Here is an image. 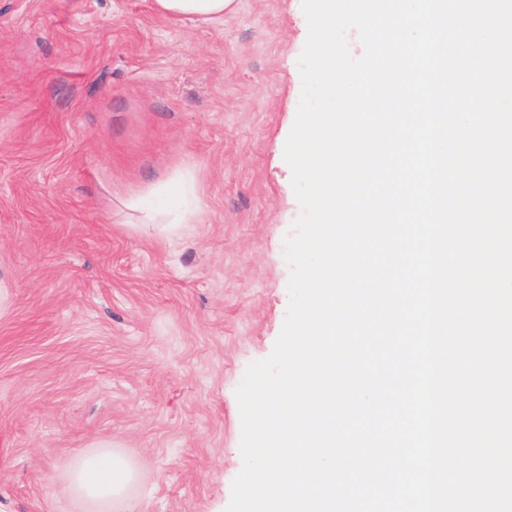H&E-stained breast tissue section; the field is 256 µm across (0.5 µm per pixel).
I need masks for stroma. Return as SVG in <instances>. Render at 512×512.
<instances>
[{"label":"stroma","mask_w":512,"mask_h":512,"mask_svg":"<svg viewBox=\"0 0 512 512\" xmlns=\"http://www.w3.org/2000/svg\"><path fill=\"white\" fill-rule=\"evenodd\" d=\"M307 34L301 0H0V512H82L56 476L102 443L124 512H226L289 304ZM184 166L200 223H143L130 193ZM235 0H155L162 14L204 24L224 22V13L233 11Z\"/></svg>","instance_id":"35a3bbf8"}]
</instances>
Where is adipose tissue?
Masks as SVG:
<instances>
[{
	"label": "adipose tissue",
	"instance_id": "1",
	"mask_svg": "<svg viewBox=\"0 0 512 512\" xmlns=\"http://www.w3.org/2000/svg\"><path fill=\"white\" fill-rule=\"evenodd\" d=\"M234 2L155 0V5L159 12L172 18L215 24L223 22L225 13L233 11ZM196 195V178L185 168L133 195L131 203L148 224L168 216L179 224H195L199 221L192 204ZM61 479L72 496L87 506L88 512H120L138 479V468L112 446L102 445L79 451Z\"/></svg>",
	"mask_w": 512,
	"mask_h": 512
}]
</instances>
